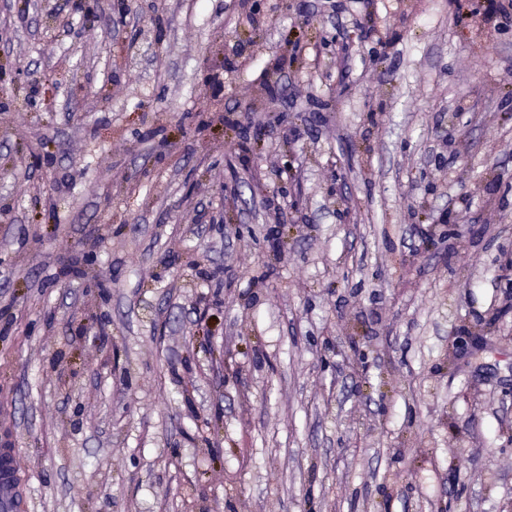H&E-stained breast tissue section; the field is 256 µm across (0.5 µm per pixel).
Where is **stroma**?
<instances>
[{
	"label": "stroma",
	"mask_w": 512,
	"mask_h": 512,
	"mask_svg": "<svg viewBox=\"0 0 512 512\" xmlns=\"http://www.w3.org/2000/svg\"><path fill=\"white\" fill-rule=\"evenodd\" d=\"M0 0V448L30 512H512V18Z\"/></svg>",
	"instance_id": "35a3bbf8"
}]
</instances>
